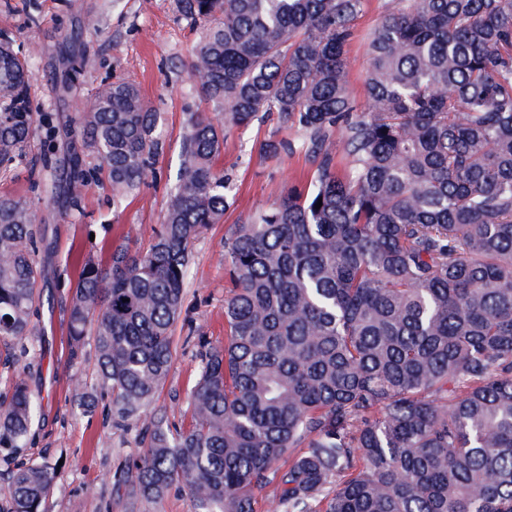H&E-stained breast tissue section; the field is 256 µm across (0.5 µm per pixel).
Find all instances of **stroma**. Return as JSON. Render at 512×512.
Instances as JSON below:
<instances>
[{"instance_id": "35a3bbf8", "label": "stroma", "mask_w": 512, "mask_h": 512, "mask_svg": "<svg viewBox=\"0 0 512 512\" xmlns=\"http://www.w3.org/2000/svg\"><path fill=\"white\" fill-rule=\"evenodd\" d=\"M387 8L388 0H367L356 21L357 35L348 47L349 88L361 105L366 102L365 37ZM85 9L101 16L102 23L97 31L83 35L81 93L93 95L107 78L135 81L148 105L161 114L168 147L155 175L148 177L140 194L117 216L112 213L108 189L98 184L85 188L80 210L65 213L55 207L41 181L40 143H32L27 163L0 172V193L22 196L38 216L42 244L50 257L43 286L48 295L58 294L76 280L79 260L89 250L109 256L130 230L139 246L150 244L174 184L184 115L211 110L190 90L187 49L197 32L181 19L174 0H0V34L14 39L30 57L33 110L54 113L59 125H67L74 103L58 82L65 67L63 39L78 28ZM277 128L272 120L258 129L232 132L224 140L217 166L232 179V204L223 223L204 230L191 247V281L175 326L173 363L152 405L170 423L180 425L189 419V397L200 366L192 335L206 334L217 346L225 342V236L267 208L282 181L301 184L309 176L311 165L304 153L280 160L260 156L259 140ZM35 323L33 348L26 357L12 365L0 356L1 396H10V381L20 375L43 398V411L27 447L0 460V507L7 505L10 473L19 466L46 461L54 464L57 475L48 512H126L122 484L128 460L141 451L137 433L113 428L106 398H99L90 411L76 407L71 379L78 371L92 377L94 363L89 360L78 368L69 364L66 327L58 309L41 303Z\"/></svg>"}]
</instances>
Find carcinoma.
Instances as JSON below:
<instances>
[{
  "instance_id": "cac0c4a2",
  "label": "carcinoma",
  "mask_w": 512,
  "mask_h": 512,
  "mask_svg": "<svg viewBox=\"0 0 512 512\" xmlns=\"http://www.w3.org/2000/svg\"><path fill=\"white\" fill-rule=\"evenodd\" d=\"M366 0H176L200 27L175 185L150 248L84 258L60 300L69 363L94 342L112 425L141 426L130 512L186 489L194 512H512V0H391L367 35L366 107L347 48ZM32 71L0 35V169L32 140L51 199L92 180L112 205L164 152L159 113L132 81L75 109L69 153L28 99ZM277 116L313 173L224 238L225 342L198 337L189 424L152 410L171 368L191 245L224 220V138ZM339 135V172L328 144ZM320 208H315L317 202ZM36 214L0 195V343L29 352L39 282ZM41 408L24 378L0 401V452L24 448ZM54 469L12 473L4 512H45ZM268 492L260 499L259 492Z\"/></svg>"
}]
</instances>
